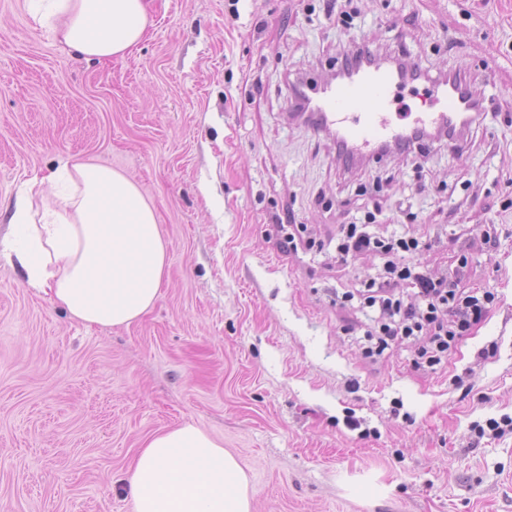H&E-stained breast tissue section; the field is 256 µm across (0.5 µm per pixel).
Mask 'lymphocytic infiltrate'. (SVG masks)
I'll use <instances>...</instances> for the list:
<instances>
[{
  "mask_svg": "<svg viewBox=\"0 0 512 512\" xmlns=\"http://www.w3.org/2000/svg\"><path fill=\"white\" fill-rule=\"evenodd\" d=\"M376 221V212H365L360 223L342 225L336 235L340 260L361 254L387 258L382 279L364 281L356 292L341 295L342 301L359 300L363 308L377 314L362 351L375 359L390 350L396 339H415L421 343L415 367L440 365L459 338L485 320L495 294L464 286L466 259H459L452 273L440 275L408 264L409 256L421 252L423 241L403 234L377 237L369 231Z\"/></svg>",
  "mask_w": 512,
  "mask_h": 512,
  "instance_id": "1",
  "label": "lymphocytic infiltrate"
}]
</instances>
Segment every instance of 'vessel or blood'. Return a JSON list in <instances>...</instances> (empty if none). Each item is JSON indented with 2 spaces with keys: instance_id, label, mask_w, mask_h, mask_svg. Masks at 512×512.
I'll use <instances>...</instances> for the list:
<instances>
[{
  "instance_id": "obj_1",
  "label": "vessel or blood",
  "mask_w": 512,
  "mask_h": 512,
  "mask_svg": "<svg viewBox=\"0 0 512 512\" xmlns=\"http://www.w3.org/2000/svg\"><path fill=\"white\" fill-rule=\"evenodd\" d=\"M406 84L397 70L371 59L353 67L346 80L311 82L305 91L310 125L332 135L342 163L354 165L376 159L383 149L401 148L418 133L467 122L470 100L464 85L431 82L427 108L393 111V92Z\"/></svg>"
}]
</instances>
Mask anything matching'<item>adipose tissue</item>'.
I'll return each instance as SVG.
<instances>
[{
  "label": "adipose tissue",
  "mask_w": 512,
  "mask_h": 512,
  "mask_svg": "<svg viewBox=\"0 0 512 512\" xmlns=\"http://www.w3.org/2000/svg\"><path fill=\"white\" fill-rule=\"evenodd\" d=\"M33 16L51 24L59 43L101 63L132 53L150 23L146 0H48ZM66 176L55 208L44 204L53 179L24 184L0 259L18 264L30 287L85 327L131 324L157 302L167 265L155 210L112 167L81 162ZM129 491L132 512H251L236 459L191 424L147 441Z\"/></svg>",
  "instance_id": "ef3b65f1"
}]
</instances>
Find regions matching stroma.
Wrapping results in <instances>:
<instances>
[{"label": "stroma", "mask_w": 512, "mask_h": 512, "mask_svg": "<svg viewBox=\"0 0 512 512\" xmlns=\"http://www.w3.org/2000/svg\"><path fill=\"white\" fill-rule=\"evenodd\" d=\"M30 2L0 0V236L24 182L95 161L153 205L168 263L153 308L112 329L0 263V512H131L139 452L185 423L236 458L251 512H512V433L471 429L512 416V0H354L347 28L323 0H149L142 43L104 64ZM355 43L378 61L405 49L433 78L465 71L484 123L420 170L398 152L344 168L293 90ZM366 209L375 232L427 241L417 263L467 256L496 295L435 369L407 343L365 359L371 314L336 303L383 267L336 257L338 225ZM292 224L323 250H287ZM471 428L478 439L485 436H503L506 432H512V416L505 414L499 420L490 418L485 421V425L474 422Z\"/></svg>", "instance_id": "stroma-1"}]
</instances>
